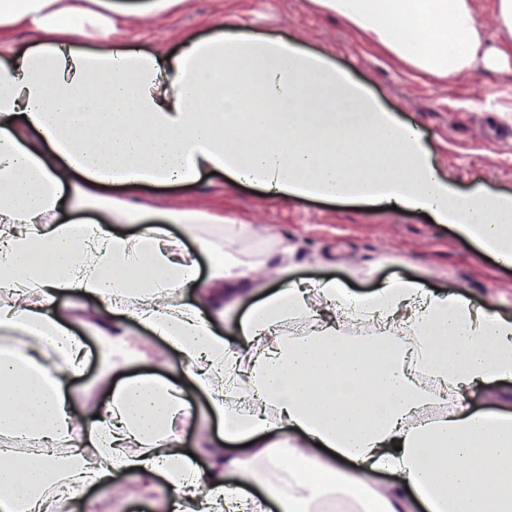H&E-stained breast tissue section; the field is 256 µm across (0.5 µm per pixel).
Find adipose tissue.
Returning a JSON list of instances; mask_svg holds the SVG:
<instances>
[{"label": "adipose tissue", "mask_w": 512, "mask_h": 512, "mask_svg": "<svg viewBox=\"0 0 512 512\" xmlns=\"http://www.w3.org/2000/svg\"><path fill=\"white\" fill-rule=\"evenodd\" d=\"M394 60L434 77L498 70L512 60V0H494L510 41L488 50L473 0H402L401 26L371 0H313ZM36 45L17 53L14 29ZM111 16L87 0H0V434L33 441L24 473L0 449V512H55L64 499L124 476L137 497L173 492V512H299L335 485L361 512H512V412H478L468 393L512 380V318L453 290L412 281L362 297L333 279L289 280L264 293L252 263L197 237L195 260L170 225L216 224L195 208L138 204L149 187L217 172L281 198L360 199L453 224L512 257V195L457 191L431 164L418 130L323 56L265 36L184 37L181 51L112 47ZM95 36L104 49L82 48ZM123 196H112V187ZM95 219L64 222L62 200ZM137 221L135 235L115 224ZM147 268L131 283L122 273ZM192 299H185V292ZM104 304L88 350L62 296ZM249 308L237 335L218 330ZM125 312L185 362L158 374L116 321ZM300 322L303 331L282 327ZM375 324L384 363L355 353L351 330ZM109 391L73 407L89 357ZM206 394L223 448L200 468L175 433L192 422L189 389ZM448 415L421 423L436 397ZM87 429L73 438L76 423ZM71 440L66 455L55 454ZM393 480L379 485L375 478ZM170 231L176 237H178L182 240L187 252L192 256V258L196 261V263L199 267L200 279L205 280L210 271V266H211L210 256L208 254L202 253L198 250L194 239L185 235L181 225H178V224L171 225Z\"/></svg>", "instance_id": "obj_1"}]
</instances>
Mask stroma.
<instances>
[{
	"instance_id": "obj_1",
	"label": "stroma",
	"mask_w": 512,
	"mask_h": 512,
	"mask_svg": "<svg viewBox=\"0 0 512 512\" xmlns=\"http://www.w3.org/2000/svg\"><path fill=\"white\" fill-rule=\"evenodd\" d=\"M150 0H112V16L125 20V47L181 49V36L206 38L225 31L297 43L323 55L364 83L380 102L417 128L434 168L460 191L512 194V70L479 68L454 81L394 63L341 20L321 14L310 0H191L163 15ZM144 203L172 200L251 226L252 237L225 240L227 249L270 273L287 264L297 281L333 278L367 295L411 279L432 291L448 286L472 304L512 315V266L482 252L457 227L423 215L359 201L288 200L206 175L183 188H153ZM131 342L147 346L165 374L182 375L180 354L125 318Z\"/></svg>"
}]
</instances>
